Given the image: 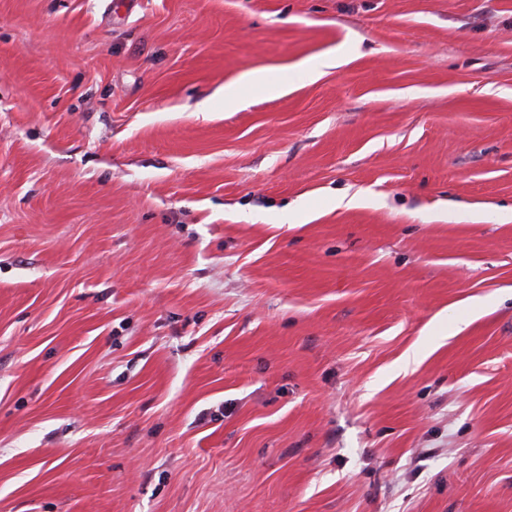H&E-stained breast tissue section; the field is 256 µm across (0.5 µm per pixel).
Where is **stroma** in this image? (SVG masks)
<instances>
[{
    "label": "stroma",
    "instance_id": "35a3bbf8",
    "mask_svg": "<svg viewBox=\"0 0 512 512\" xmlns=\"http://www.w3.org/2000/svg\"><path fill=\"white\" fill-rule=\"evenodd\" d=\"M0 512H512V0H0Z\"/></svg>",
    "mask_w": 512,
    "mask_h": 512
}]
</instances>
